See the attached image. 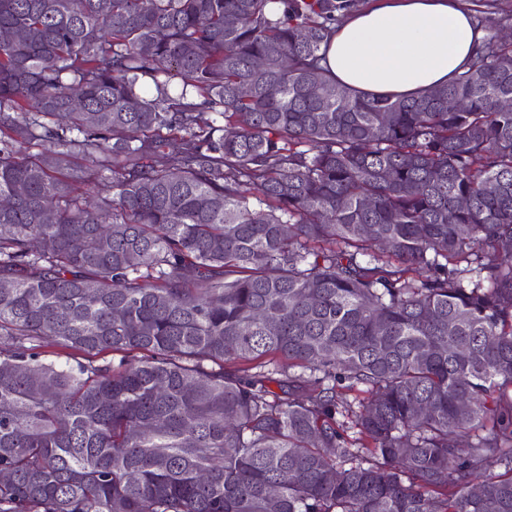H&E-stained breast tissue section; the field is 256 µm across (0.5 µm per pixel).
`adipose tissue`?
<instances>
[{
	"instance_id": "obj_1",
	"label": "adipose tissue",
	"mask_w": 512,
	"mask_h": 512,
	"mask_svg": "<svg viewBox=\"0 0 512 512\" xmlns=\"http://www.w3.org/2000/svg\"><path fill=\"white\" fill-rule=\"evenodd\" d=\"M484 35L462 0H371L337 25L323 64L362 95L411 97L463 72Z\"/></svg>"
}]
</instances>
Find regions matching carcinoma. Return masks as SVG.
<instances>
[{
    "label": "carcinoma",
    "instance_id": "1",
    "mask_svg": "<svg viewBox=\"0 0 512 512\" xmlns=\"http://www.w3.org/2000/svg\"><path fill=\"white\" fill-rule=\"evenodd\" d=\"M356 6L0 0V512H512V10L375 98Z\"/></svg>",
    "mask_w": 512,
    "mask_h": 512
}]
</instances>
